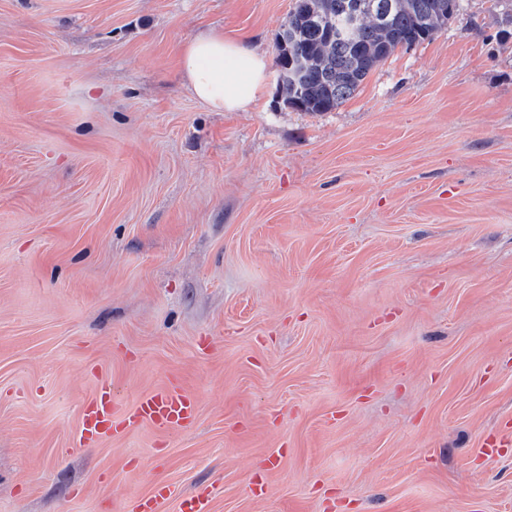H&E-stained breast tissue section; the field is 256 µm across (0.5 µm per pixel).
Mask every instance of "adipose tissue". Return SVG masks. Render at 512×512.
Here are the masks:
<instances>
[{"label":"adipose tissue","mask_w":512,"mask_h":512,"mask_svg":"<svg viewBox=\"0 0 512 512\" xmlns=\"http://www.w3.org/2000/svg\"><path fill=\"white\" fill-rule=\"evenodd\" d=\"M180 66L190 92L214 112L247 111L269 88L264 55L217 30L185 40Z\"/></svg>","instance_id":"ef3b65f1"}]
</instances>
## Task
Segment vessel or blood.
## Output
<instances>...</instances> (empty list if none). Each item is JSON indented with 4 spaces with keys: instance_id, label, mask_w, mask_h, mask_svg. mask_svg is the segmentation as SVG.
<instances>
[{
    "instance_id": "obj_1",
    "label": "vessel or blood",
    "mask_w": 512,
    "mask_h": 512,
    "mask_svg": "<svg viewBox=\"0 0 512 512\" xmlns=\"http://www.w3.org/2000/svg\"><path fill=\"white\" fill-rule=\"evenodd\" d=\"M198 408L197 396L185 388L161 387L142 396L132 410L122 413L116 408L111 382L102 380L82 407L77 442L79 446H89L142 423L153 425L161 432L176 430L192 422Z\"/></svg>"
}]
</instances>
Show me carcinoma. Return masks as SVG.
I'll list each match as a JSON object with an SVG mask.
<instances>
[{"mask_svg": "<svg viewBox=\"0 0 512 512\" xmlns=\"http://www.w3.org/2000/svg\"><path fill=\"white\" fill-rule=\"evenodd\" d=\"M351 0H296L280 32L279 92L288 105L327 112L349 98L397 49L432 39L448 26L459 0H364L370 11L340 39Z\"/></svg>", "mask_w": 512, "mask_h": 512, "instance_id": "cac0c4a2", "label": "carcinoma"}]
</instances>
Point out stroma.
Masks as SVG:
<instances>
[{"label":"stroma","instance_id":"1","mask_svg":"<svg viewBox=\"0 0 512 512\" xmlns=\"http://www.w3.org/2000/svg\"><path fill=\"white\" fill-rule=\"evenodd\" d=\"M459 3L336 109L213 112L181 43L277 74L294 0H0V512H512V0ZM99 373L197 419L75 446Z\"/></svg>","mask_w":512,"mask_h":512}]
</instances>
